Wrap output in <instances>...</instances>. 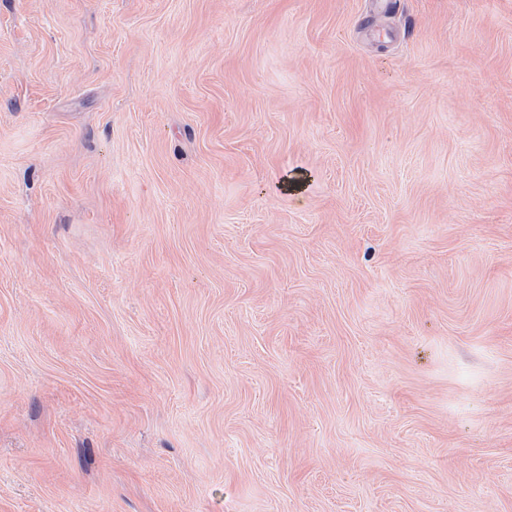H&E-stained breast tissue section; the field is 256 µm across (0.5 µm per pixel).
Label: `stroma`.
Listing matches in <instances>:
<instances>
[{
  "label": "stroma",
  "instance_id": "1",
  "mask_svg": "<svg viewBox=\"0 0 512 512\" xmlns=\"http://www.w3.org/2000/svg\"><path fill=\"white\" fill-rule=\"evenodd\" d=\"M0 512H512V0H0Z\"/></svg>",
  "mask_w": 512,
  "mask_h": 512
}]
</instances>
